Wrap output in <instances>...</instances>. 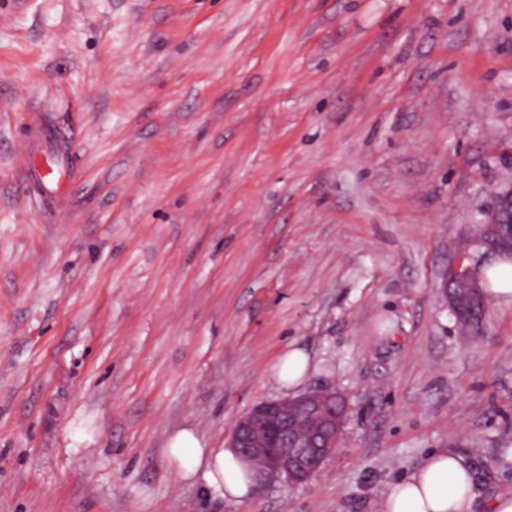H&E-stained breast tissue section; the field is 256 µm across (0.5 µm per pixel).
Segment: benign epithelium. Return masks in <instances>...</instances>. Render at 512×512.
<instances>
[{
    "instance_id": "7a95c632",
    "label": "benign epithelium",
    "mask_w": 512,
    "mask_h": 512,
    "mask_svg": "<svg viewBox=\"0 0 512 512\" xmlns=\"http://www.w3.org/2000/svg\"><path fill=\"white\" fill-rule=\"evenodd\" d=\"M477 225L487 228L479 236L483 252L496 258L512 253V190L494 193V203ZM448 269L444 294L448 307L468 304L471 313L485 316V294L474 269L464 264ZM348 415L346 401L336 390L315 387L293 397L263 400L239 418L230 447L258 476L257 489L273 482L301 485L321 470L338 447Z\"/></svg>"
}]
</instances>
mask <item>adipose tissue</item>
<instances>
[{
  "label": "adipose tissue",
  "instance_id": "1",
  "mask_svg": "<svg viewBox=\"0 0 512 512\" xmlns=\"http://www.w3.org/2000/svg\"><path fill=\"white\" fill-rule=\"evenodd\" d=\"M166 455L184 480H200L219 497L240 503L256 490L255 472L235 449L212 448L190 427L174 430ZM469 459L451 448L430 453L421 467L391 486L381 512H473Z\"/></svg>",
  "mask_w": 512,
  "mask_h": 512
}]
</instances>
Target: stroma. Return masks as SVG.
<instances>
[{
  "instance_id": "obj_1",
  "label": "stroma",
  "mask_w": 512,
  "mask_h": 512,
  "mask_svg": "<svg viewBox=\"0 0 512 512\" xmlns=\"http://www.w3.org/2000/svg\"><path fill=\"white\" fill-rule=\"evenodd\" d=\"M80 176L24 182L31 113ZM512 0H0V512H380L437 448L512 490V303L442 288L512 188ZM294 346L350 406L307 484L220 448Z\"/></svg>"
}]
</instances>
